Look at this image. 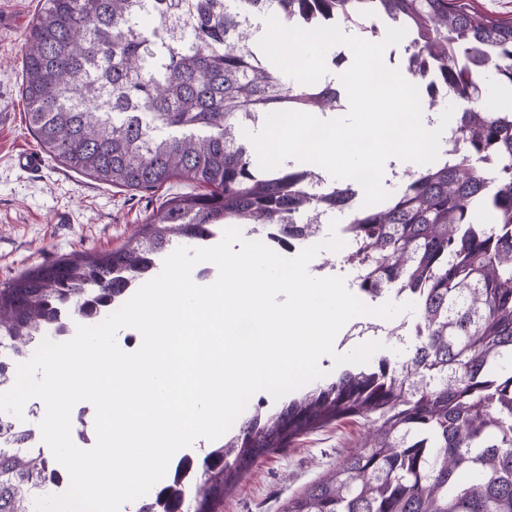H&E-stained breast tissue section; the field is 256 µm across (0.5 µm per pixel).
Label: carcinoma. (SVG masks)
Listing matches in <instances>:
<instances>
[{
  "mask_svg": "<svg viewBox=\"0 0 512 512\" xmlns=\"http://www.w3.org/2000/svg\"><path fill=\"white\" fill-rule=\"evenodd\" d=\"M269 16L349 31L377 17L406 29L403 62L421 106L466 103L443 159L415 171L389 201L356 202L346 180L313 190L309 162L259 168L242 134L274 111L335 102L336 84H299L255 43ZM493 68L512 87V19L471 0H43L26 37L21 93L37 143L70 169L127 190L174 177L196 184L168 200L135 241L62 256L0 287V347L24 356L39 331L58 336L150 276L180 242L204 243L223 224L288 243L310 238L322 208L348 211L344 261L371 299L394 290L417 306L405 356L351 366L281 408L256 410L202 460L205 479L174 476L162 512H224L257 463L340 419L368 422L363 444L288 499L280 512H512V110L487 104ZM0 447V512H34L21 484L55 463Z\"/></svg>",
  "mask_w": 512,
  "mask_h": 512,
  "instance_id": "cac0c4a2",
  "label": "carcinoma"
}]
</instances>
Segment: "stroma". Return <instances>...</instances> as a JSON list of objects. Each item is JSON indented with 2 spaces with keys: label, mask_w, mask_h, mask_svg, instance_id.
<instances>
[{
  "label": "stroma",
  "mask_w": 512,
  "mask_h": 512,
  "mask_svg": "<svg viewBox=\"0 0 512 512\" xmlns=\"http://www.w3.org/2000/svg\"><path fill=\"white\" fill-rule=\"evenodd\" d=\"M40 6V0H0V285L59 256L105 251L131 240L149 215L189 190L188 182L176 179L156 189L128 191L79 175L50 157L36 172L19 166L18 154L40 150L26 126L20 91L25 36ZM416 319L413 311L380 317L377 334L362 337L342 328L335 354L376 340L383 345L379 357H395L413 338L396 343L389 330L413 327ZM366 432L363 420L343 419L301 436L259 462L225 499L224 512H278L289 496L360 448Z\"/></svg>",
  "instance_id": "1"
}]
</instances>
